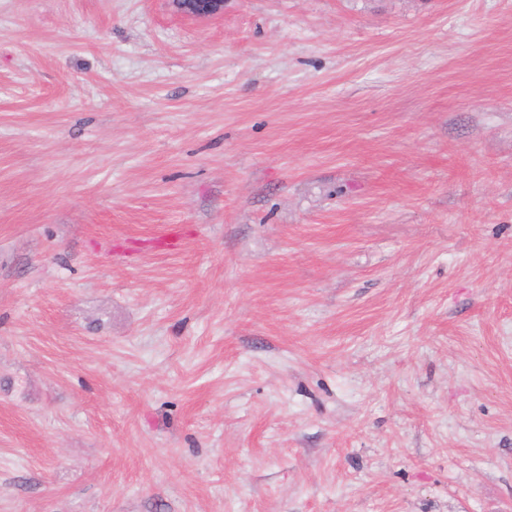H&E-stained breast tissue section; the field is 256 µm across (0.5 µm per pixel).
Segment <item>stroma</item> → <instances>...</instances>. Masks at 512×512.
I'll return each mask as SVG.
<instances>
[{
	"label": "stroma",
	"mask_w": 512,
	"mask_h": 512,
	"mask_svg": "<svg viewBox=\"0 0 512 512\" xmlns=\"http://www.w3.org/2000/svg\"><path fill=\"white\" fill-rule=\"evenodd\" d=\"M0 512H512V0H0ZM176 8L188 16L206 17L224 11V0H172Z\"/></svg>",
	"instance_id": "stroma-1"
}]
</instances>
